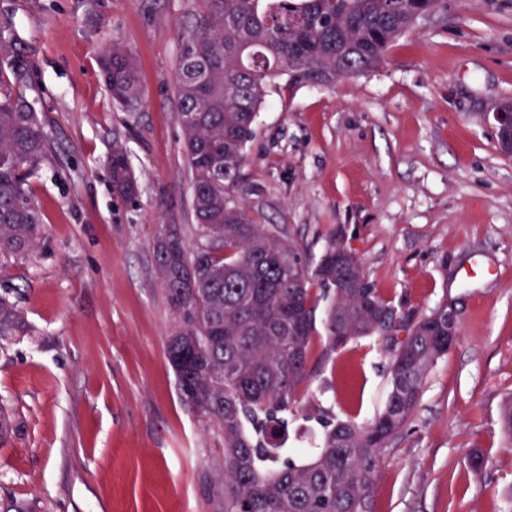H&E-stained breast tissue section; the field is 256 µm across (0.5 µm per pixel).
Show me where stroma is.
<instances>
[{
	"mask_svg": "<svg viewBox=\"0 0 512 512\" xmlns=\"http://www.w3.org/2000/svg\"><path fill=\"white\" fill-rule=\"evenodd\" d=\"M191 0H0L26 60L21 88L47 150L27 193L28 252L0 255V297L30 335L0 341V405L21 423L0 447V512H224V440L184 402L165 356L176 320L152 243L194 237L176 76ZM137 61L144 99L113 103L112 46ZM512 101V0H443L379 69L328 88L277 79L235 197L284 229L306 265L342 231L388 299L461 313V337L380 453L363 512H512V156L491 113ZM122 146L128 200L109 162ZM387 349L314 339L288 445L321 447L324 420L371 422L389 391ZM482 450L487 468L468 466ZM112 185L125 198H132L137 192V183L131 172L128 159L121 149L112 152Z\"/></svg>",
	"mask_w": 512,
	"mask_h": 512,
	"instance_id": "stroma-1",
	"label": "stroma"
}]
</instances>
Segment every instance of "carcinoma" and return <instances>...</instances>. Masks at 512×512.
I'll list each match as a JSON object with an SVG mask.
<instances>
[{
	"mask_svg": "<svg viewBox=\"0 0 512 512\" xmlns=\"http://www.w3.org/2000/svg\"><path fill=\"white\" fill-rule=\"evenodd\" d=\"M441 0H193L191 31L177 75L183 151L192 177L196 240L177 224L153 243L177 324L167 359L185 403L224 435V512H360L378 451L416 409L431 366L448 354V304L419 316L386 298L359 259L331 237L312 268L282 229L256 224L232 196L269 84L329 87L380 68L393 43ZM112 100L131 110L141 97L133 57L115 45L104 57ZM23 62L0 65V252L32 246L39 214L27 195L30 168L47 139L20 90ZM112 185L125 198L137 183L121 149ZM318 286L313 291L312 286ZM335 349L359 337L404 333L389 356V393L367 425L326 422L322 448L296 461L275 441L288 429L317 334L315 312ZM21 312L0 298V340L24 336ZM500 431L512 443V400ZM20 429L0 405V447Z\"/></svg>",
	"mask_w": 512,
	"mask_h": 512,
	"instance_id": "1",
	"label": "carcinoma"
}]
</instances>
